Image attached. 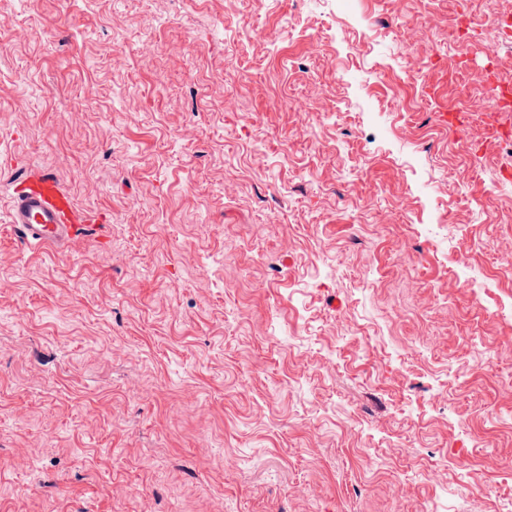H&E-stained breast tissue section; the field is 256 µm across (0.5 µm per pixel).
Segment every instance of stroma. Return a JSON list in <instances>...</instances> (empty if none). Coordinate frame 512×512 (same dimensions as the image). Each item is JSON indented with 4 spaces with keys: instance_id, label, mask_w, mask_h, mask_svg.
<instances>
[{
    "instance_id": "obj_1",
    "label": "stroma",
    "mask_w": 512,
    "mask_h": 512,
    "mask_svg": "<svg viewBox=\"0 0 512 512\" xmlns=\"http://www.w3.org/2000/svg\"><path fill=\"white\" fill-rule=\"evenodd\" d=\"M482 3L0 0V512H512ZM10 226L34 251L67 245L78 232L98 227L93 216L80 209L54 173L43 172L31 184L29 177L14 194Z\"/></svg>"
}]
</instances>
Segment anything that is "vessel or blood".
<instances>
[{"label": "vessel or blood", "instance_id": "1", "mask_svg": "<svg viewBox=\"0 0 512 512\" xmlns=\"http://www.w3.org/2000/svg\"><path fill=\"white\" fill-rule=\"evenodd\" d=\"M10 225L34 251L67 245L78 232L93 227L91 214L80 209L53 173L23 182L14 194Z\"/></svg>", "mask_w": 512, "mask_h": 512}]
</instances>
